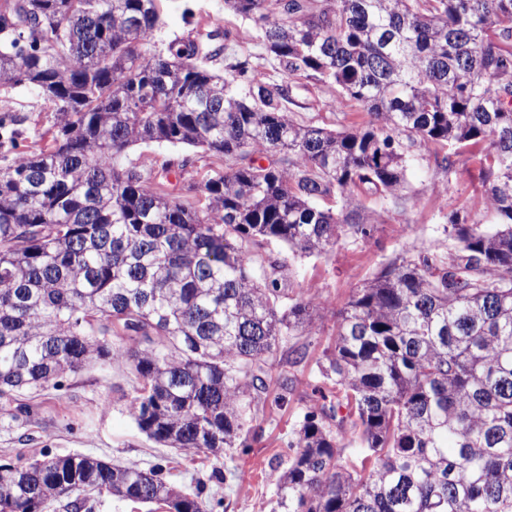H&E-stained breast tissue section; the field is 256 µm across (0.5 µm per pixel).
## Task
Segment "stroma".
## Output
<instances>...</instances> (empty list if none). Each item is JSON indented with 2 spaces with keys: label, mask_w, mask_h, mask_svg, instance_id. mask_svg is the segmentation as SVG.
Returning <instances> with one entry per match:
<instances>
[{
  "label": "stroma",
  "mask_w": 512,
  "mask_h": 512,
  "mask_svg": "<svg viewBox=\"0 0 512 512\" xmlns=\"http://www.w3.org/2000/svg\"><path fill=\"white\" fill-rule=\"evenodd\" d=\"M161 7L160 26L142 41V48L161 46L198 29L220 27L231 33V53L249 59L252 78L265 81L273 77L254 25L225 9L224 0H163ZM296 93L291 116L298 123L342 132L364 117L355 103L331 106L334 88L303 81ZM4 103L26 113L30 129L42 130L54 121L52 104L33 87L0 92V105ZM437 150L434 144L417 150L406 171V204L358 196L360 208L377 215L369 238L339 240L320 257L290 256L279 243L258 247L264 259L287 258L291 295L319 298L324 308L312 335L285 337L278 348L265 378L264 399L255 409L259 436L249 440L247 447L226 450L223 458L211 463L202 456L156 444L137 429L128 413L140 379L124 365L114 363L67 374L59 388L47 389L32 399V412L24 424L0 416V463L23 465L45 454L80 453L119 466L148 469L161 464L176 490L191 492L198 481H206L204 497L214 512H274L275 486L270 474L273 467L286 462L288 441L310 403L311 388L319 379L316 361L334 340L336 308L401 247L451 251L458 245L448 232L452 222H478L489 228L497 222L480 176L482 146L465 149L447 172L434 166ZM302 343L309 346L307 359L289 365V350ZM284 371L294 377V390L287 406L278 409L271 402L280 392L279 375ZM215 466L226 473L225 482L209 480Z\"/></svg>",
  "instance_id": "35a3bbf8"
}]
</instances>
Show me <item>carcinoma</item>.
<instances>
[{
  "label": "carcinoma",
  "instance_id": "1",
  "mask_svg": "<svg viewBox=\"0 0 512 512\" xmlns=\"http://www.w3.org/2000/svg\"><path fill=\"white\" fill-rule=\"evenodd\" d=\"M252 21L282 80L226 62L214 28L143 51L161 0H0V89L33 86L56 122L34 133L0 108V409L119 361L142 379L137 428L216 459L257 435L250 406L282 337L312 334L321 303L288 293L281 243L320 256L356 195L390 198L414 148L448 171L487 143L482 174L498 224L453 222V252L403 248L334 312L318 359L332 387L273 469L284 512H512V0H224ZM299 76L368 116L350 132L289 115ZM196 149L124 162L150 143ZM222 158L177 198L169 181ZM269 164L260 163L262 159ZM357 447L350 448L346 435ZM362 458L361 466L352 456ZM109 492L170 512H208L163 467L83 454L0 464V512H40Z\"/></svg>",
  "mask_w": 512,
  "mask_h": 512
}]
</instances>
